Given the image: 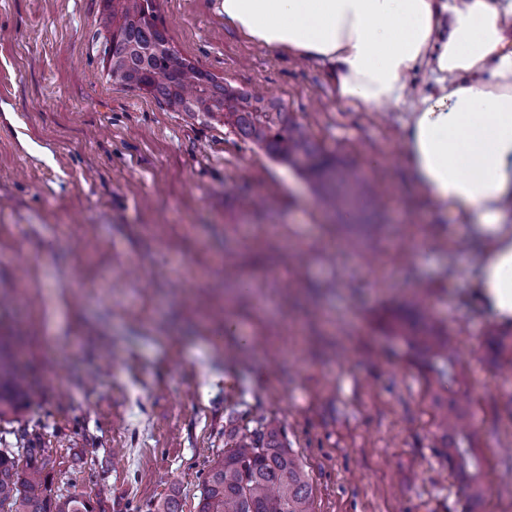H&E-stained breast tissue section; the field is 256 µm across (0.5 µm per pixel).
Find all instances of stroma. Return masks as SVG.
Segmentation results:
<instances>
[{
	"instance_id": "35a3bbf8",
	"label": "stroma",
	"mask_w": 512,
	"mask_h": 512,
	"mask_svg": "<svg viewBox=\"0 0 512 512\" xmlns=\"http://www.w3.org/2000/svg\"><path fill=\"white\" fill-rule=\"evenodd\" d=\"M182 57L287 106L358 167L383 227L355 234L230 127L108 81L104 0H0V347L35 388L0 421L96 512H197L233 408L278 429L313 512H464L434 373L383 319L411 293L457 344L481 512H512V363L487 335L462 217L419 193L406 110H354L314 60L247 40L214 0H160ZM232 269H225V261Z\"/></svg>"
}]
</instances>
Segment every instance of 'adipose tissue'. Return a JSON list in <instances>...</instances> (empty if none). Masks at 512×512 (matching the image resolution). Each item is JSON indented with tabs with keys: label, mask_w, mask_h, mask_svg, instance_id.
I'll use <instances>...</instances> for the list:
<instances>
[{
	"label": "adipose tissue",
	"mask_w": 512,
	"mask_h": 512,
	"mask_svg": "<svg viewBox=\"0 0 512 512\" xmlns=\"http://www.w3.org/2000/svg\"><path fill=\"white\" fill-rule=\"evenodd\" d=\"M256 45L316 60L355 109L410 106L402 141L421 194L471 222L473 286L512 322V0H221ZM427 73L431 92L414 79Z\"/></svg>",
	"instance_id": "obj_1"
}]
</instances>
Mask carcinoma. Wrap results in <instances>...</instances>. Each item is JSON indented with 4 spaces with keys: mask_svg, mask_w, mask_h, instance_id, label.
<instances>
[{
    "mask_svg": "<svg viewBox=\"0 0 512 512\" xmlns=\"http://www.w3.org/2000/svg\"><path fill=\"white\" fill-rule=\"evenodd\" d=\"M102 70L111 82L138 89L192 119L222 122L242 139L263 148L274 160L294 168L318 191L321 201L342 221L361 218L375 201L342 157L316 144L277 98H265L225 84L179 56L159 22V0H104ZM395 329L434 361L435 386L448 404L435 416L447 441L448 457L466 490L464 512L483 500V461L476 452L472 414L461 391L462 371L454 339L436 324L423 299L414 295ZM495 353L512 354V332H490ZM30 398L15 371L0 364V419L17 414ZM22 452L0 450V512H95L93 498L55 496L50 488L51 449L30 439ZM224 457L215 461L202 483L198 512H311L308 476L264 424L228 435Z\"/></svg>",
    "mask_w": 512,
    "mask_h": 512,
    "instance_id": "obj_1",
    "label": "carcinoma"
}]
</instances>
